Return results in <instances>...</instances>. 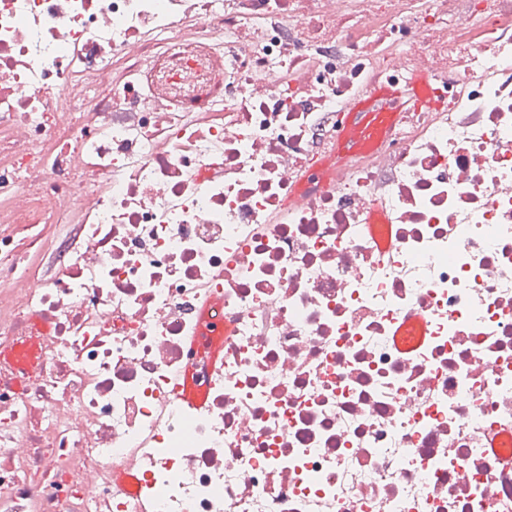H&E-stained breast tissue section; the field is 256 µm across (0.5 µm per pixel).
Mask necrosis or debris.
<instances>
[{
    "label": "necrosis or debris",
    "instance_id": "1",
    "mask_svg": "<svg viewBox=\"0 0 512 512\" xmlns=\"http://www.w3.org/2000/svg\"><path fill=\"white\" fill-rule=\"evenodd\" d=\"M1 346L0 512H512V0H0ZM401 97L391 86L375 83L369 91L359 96L347 106L346 118L342 131L336 138V151L316 167L325 171L336 165V169L348 160L366 152L375 135L389 133L392 124L378 126L381 116L395 118L400 107Z\"/></svg>",
    "mask_w": 512,
    "mask_h": 512
}]
</instances>
